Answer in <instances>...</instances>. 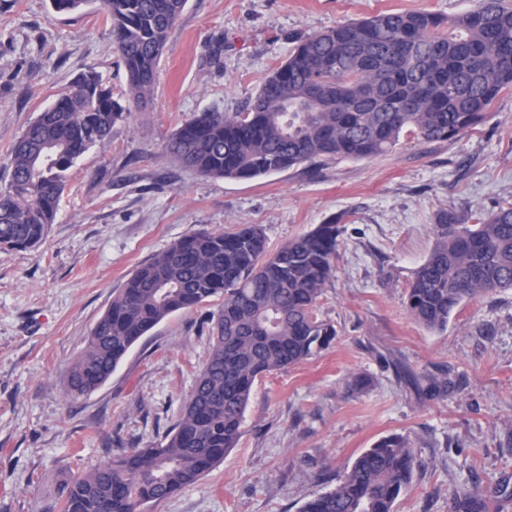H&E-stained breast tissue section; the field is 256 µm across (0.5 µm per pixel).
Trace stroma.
<instances>
[{
  "label": "stroma",
  "mask_w": 512,
  "mask_h": 512,
  "mask_svg": "<svg viewBox=\"0 0 512 512\" xmlns=\"http://www.w3.org/2000/svg\"><path fill=\"white\" fill-rule=\"evenodd\" d=\"M476 0H187L169 32L152 108L117 122L69 172L34 249L0 248V512H58L65 475L163 440L210 351L216 303L169 316L105 384L69 396L115 290L143 262L197 231L260 225L270 249L331 218L336 272L317 301L327 348L259 378L236 448L154 512H300L391 434L416 458L395 512H457L455 492L512 512V291L466 301L442 331L410 316L407 289L441 212L512 203V88L459 140L299 165L252 180L185 170L161 146L197 113H232L285 61L296 38L383 12L461 15ZM222 45L223 64L206 58ZM95 68L114 98L124 64L99 0H0V190L26 127Z\"/></svg>",
  "instance_id": "stroma-1"
}]
</instances>
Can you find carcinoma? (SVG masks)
I'll return each mask as SVG.
<instances>
[{
  "instance_id": "obj_1",
  "label": "carcinoma",
  "mask_w": 512,
  "mask_h": 512,
  "mask_svg": "<svg viewBox=\"0 0 512 512\" xmlns=\"http://www.w3.org/2000/svg\"><path fill=\"white\" fill-rule=\"evenodd\" d=\"M187 0H101L128 77V104L90 67L41 112L12 151L0 193V248L39 245L55 220L75 160L112 126L152 103L169 30ZM512 87V5L477 0L452 19L386 12L302 37L236 113H198L162 152L209 178L254 179L311 163L370 159L403 139L431 143L475 130ZM342 227L332 219L271 252L255 224L184 236L141 264L112 296L68 392L103 385L130 348L171 314L221 301L211 352L163 441L65 480L60 512H139L195 483L235 447L257 377L326 348L336 330L315 305L335 272ZM436 244L415 270L407 309L425 328L448 327L476 296L512 290V203L471 216L440 214ZM408 441L379 439L332 490L301 512H395L412 482Z\"/></svg>"
}]
</instances>
